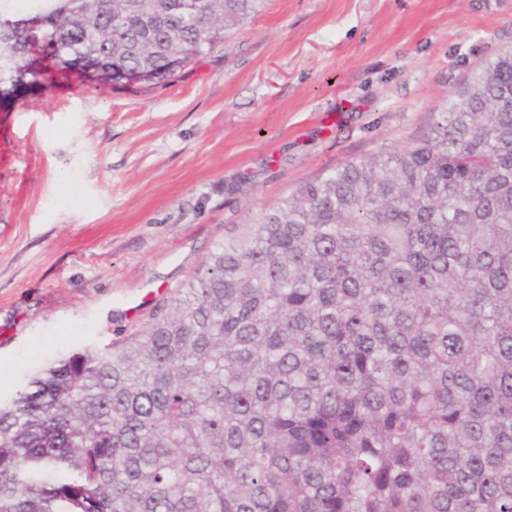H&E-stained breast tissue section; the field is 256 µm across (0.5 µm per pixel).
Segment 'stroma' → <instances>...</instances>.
Instances as JSON below:
<instances>
[{"mask_svg":"<svg viewBox=\"0 0 512 512\" xmlns=\"http://www.w3.org/2000/svg\"><path fill=\"white\" fill-rule=\"evenodd\" d=\"M507 50L512 0H262L169 85L54 71L0 98V402L134 336L234 225L410 142Z\"/></svg>","mask_w":512,"mask_h":512,"instance_id":"35a3bbf8","label":"stroma"}]
</instances>
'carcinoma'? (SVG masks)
Here are the masks:
<instances>
[{
    "instance_id": "1",
    "label": "carcinoma",
    "mask_w": 512,
    "mask_h": 512,
    "mask_svg": "<svg viewBox=\"0 0 512 512\" xmlns=\"http://www.w3.org/2000/svg\"><path fill=\"white\" fill-rule=\"evenodd\" d=\"M259 4L0 0V94L34 49L163 83ZM0 512H512V51L0 406Z\"/></svg>"
}]
</instances>
